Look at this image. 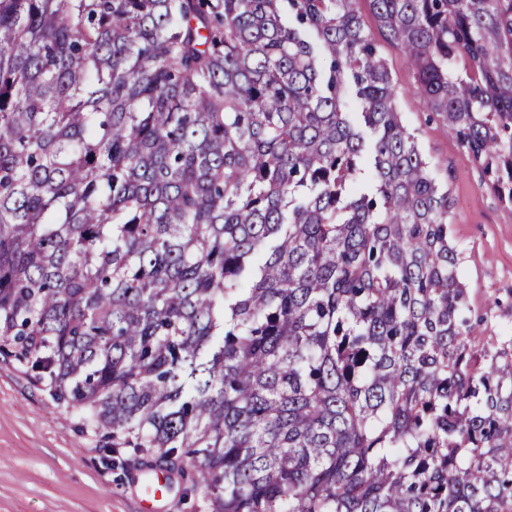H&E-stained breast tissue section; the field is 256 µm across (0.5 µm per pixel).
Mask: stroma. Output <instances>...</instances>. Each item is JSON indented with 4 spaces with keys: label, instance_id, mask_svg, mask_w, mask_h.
I'll list each match as a JSON object with an SVG mask.
<instances>
[{
    "label": "stroma",
    "instance_id": "35a3bbf8",
    "mask_svg": "<svg viewBox=\"0 0 512 512\" xmlns=\"http://www.w3.org/2000/svg\"><path fill=\"white\" fill-rule=\"evenodd\" d=\"M405 124L452 199L449 235L461 259L468 305L488 336L512 331V207L439 116L423 111L401 52L380 42ZM80 413L55 400L13 357L0 353V512H141L146 480L121 465ZM160 512H209L200 492L168 474Z\"/></svg>",
    "mask_w": 512,
    "mask_h": 512
}]
</instances>
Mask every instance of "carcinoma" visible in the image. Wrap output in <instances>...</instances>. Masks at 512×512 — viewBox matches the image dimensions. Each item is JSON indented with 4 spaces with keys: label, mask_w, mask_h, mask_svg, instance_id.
Segmentation results:
<instances>
[{
    "label": "carcinoma",
    "mask_w": 512,
    "mask_h": 512,
    "mask_svg": "<svg viewBox=\"0 0 512 512\" xmlns=\"http://www.w3.org/2000/svg\"><path fill=\"white\" fill-rule=\"evenodd\" d=\"M414 95L512 206V0H0V353L211 512H512Z\"/></svg>",
    "instance_id": "1"
}]
</instances>
